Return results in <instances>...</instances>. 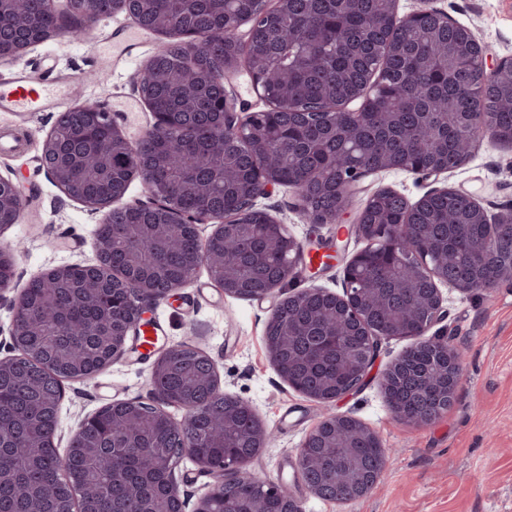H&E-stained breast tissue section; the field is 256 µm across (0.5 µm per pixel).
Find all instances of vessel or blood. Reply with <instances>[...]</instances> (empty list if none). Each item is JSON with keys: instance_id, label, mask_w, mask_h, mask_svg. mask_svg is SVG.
Listing matches in <instances>:
<instances>
[{"instance_id": "1", "label": "vessel or blood", "mask_w": 512, "mask_h": 512, "mask_svg": "<svg viewBox=\"0 0 512 512\" xmlns=\"http://www.w3.org/2000/svg\"><path fill=\"white\" fill-rule=\"evenodd\" d=\"M69 97L64 85L53 80H34L26 74L15 75L0 89L1 112H50Z\"/></svg>"}]
</instances>
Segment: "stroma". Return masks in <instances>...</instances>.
<instances>
[{"instance_id": "stroma-1", "label": "stroma", "mask_w": 512, "mask_h": 512, "mask_svg": "<svg viewBox=\"0 0 512 512\" xmlns=\"http://www.w3.org/2000/svg\"><path fill=\"white\" fill-rule=\"evenodd\" d=\"M428 4L466 26L497 57H512V0H399V11L408 14ZM105 41L125 48L131 64L103 69L95 46ZM160 42V36L141 31L132 18L117 13L95 22L90 40L58 38L35 45L18 58H0V82L19 70L43 76V61L52 58L53 77L64 76L73 83V102L103 104L135 141L152 117L134 76ZM56 119L53 112H0V129L23 126L29 131L24 150L0 153V176L12 180L27 200L21 221L0 230V241L20 250L17 288L59 266L95 263L94 230L107 217L106 211H88L67 197L44 168L41 140ZM366 183L373 190L393 189L412 203L448 187L472 195L493 217L512 210V147L484 140L462 167L436 180L390 171L374 174ZM257 206L286 224L305 251L339 242L338 259L310 267L260 299L225 294L202 269L147 313L164 328L157 351L188 344L207 354L225 393L249 401L271 432L250 470L286 484L303 498L305 512H512V282L488 292L442 286L448 316L432 332L447 337L461 351L462 370L454 403L428 425L418 427L391 413L379 374L410 341L381 337L365 384L340 399L335 409L377 432L387 450L383 475L368 495L348 504L306 496L297 481V454L325 408L279 377L265 349V326L276 304L294 291L317 287L342 293L345 265L362 244L335 225L306 223L294 207L291 188H272ZM151 366V361L126 355L92 380L66 381L55 439L59 452L67 451L79 424L104 406L148 400Z\"/></svg>"}]
</instances>
